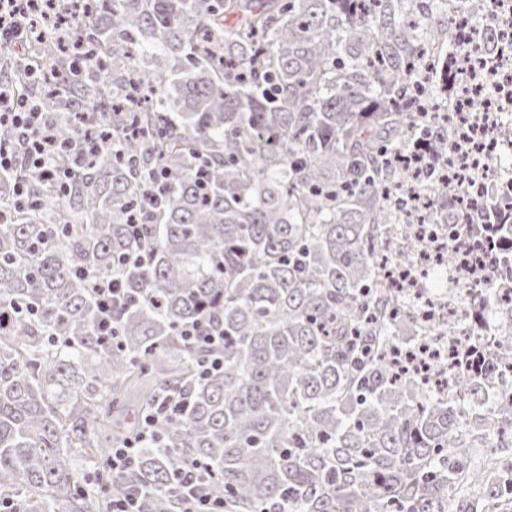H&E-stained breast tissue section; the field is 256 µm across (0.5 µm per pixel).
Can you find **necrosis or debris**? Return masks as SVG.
Instances as JSON below:
<instances>
[{"instance_id":"4bbe7bcc","label":"necrosis or debris","mask_w":512,"mask_h":512,"mask_svg":"<svg viewBox=\"0 0 512 512\" xmlns=\"http://www.w3.org/2000/svg\"><path fill=\"white\" fill-rule=\"evenodd\" d=\"M457 57L467 63L459 89L464 98L479 99L478 112H446L442 119L454 136L448 144V161L437 178L459 175L465 194L449 193L452 211L463 213L490 204H512V165L502 162L504 145L498 130L512 122V29L499 30L502 51L488 53L476 18H511L512 0H458ZM412 231L422 237L426 250L397 286L410 302L406 310L419 325L436 327L416 363L430 388L449 394L456 377L479 379L486 353L497 337L512 334V238L475 237L459 224H441L427 201L416 202ZM454 250L455 265L444 253ZM493 284L495 317L476 305L482 288Z\"/></svg>"}]
</instances>
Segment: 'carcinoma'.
I'll return each instance as SVG.
<instances>
[{
	"instance_id": "carcinoma-1",
	"label": "carcinoma",
	"mask_w": 512,
	"mask_h": 512,
	"mask_svg": "<svg viewBox=\"0 0 512 512\" xmlns=\"http://www.w3.org/2000/svg\"><path fill=\"white\" fill-rule=\"evenodd\" d=\"M419 9L88 0L92 80L70 74L58 42L35 47L50 89L28 96L59 139L111 144L64 190L23 164L0 170V512H111L130 482L150 492L144 512H179L178 469L195 460L224 512H512V466H469L475 414L512 435V398L491 401L512 338L482 381L440 397L407 365L380 281L393 196L427 195L456 221L448 185L408 166L451 138L409 101L423 46L455 43L451 20ZM21 178L32 209L15 206ZM142 249L147 266H116ZM81 268L137 291L112 344ZM201 314L224 328V368L207 377L181 337ZM165 389L189 404L157 423L134 474L112 475V444ZM75 451L99 462L90 478L67 463Z\"/></svg>"
}]
</instances>
